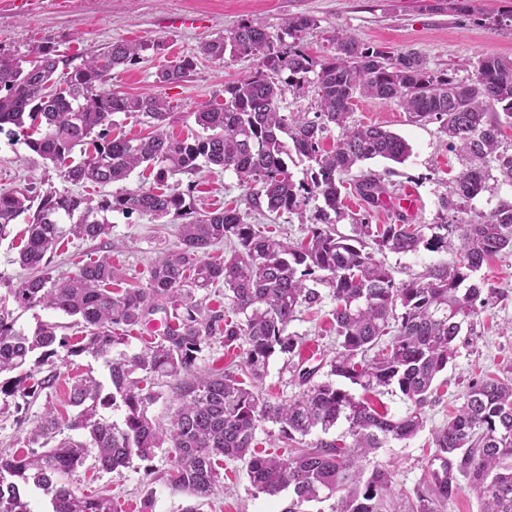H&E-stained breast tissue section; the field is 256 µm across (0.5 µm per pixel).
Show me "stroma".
I'll use <instances>...</instances> for the list:
<instances>
[{
    "instance_id": "1",
    "label": "stroma",
    "mask_w": 512,
    "mask_h": 512,
    "mask_svg": "<svg viewBox=\"0 0 512 512\" xmlns=\"http://www.w3.org/2000/svg\"><path fill=\"white\" fill-rule=\"evenodd\" d=\"M511 10L512 0H472L469 10L462 12L456 11L455 0H0V55L26 60L33 47L53 45L77 65L113 41L149 45L163 42V50L149 49L139 63L114 71L107 87L120 94L162 97L172 110L169 133L183 138L201 133L192 117L199 104L222 98L225 84L254 71L257 61L251 57L228 56L219 61L199 54L202 43L242 21L274 33L288 17L305 15L316 21L302 35V43L312 56L330 54L327 38L341 30L368 46L394 53L414 50L430 68L467 79L474 76L481 57L512 58V29L494 21L495 15ZM184 56L197 59L189 79L176 84L159 82L158 70ZM351 118L358 124L384 127L410 146V155L403 163L369 160L352 170L351 179H358L365 171L375 172L381 176L388 196L410 192L413 206L403 213L395 207L372 209L351 190L345 199L346 217L337 221V231L350 234L352 218L362 215L373 224L396 223L401 213L411 224L442 223L445 214L439 197L458 175L460 165L438 125L411 122L396 103L368 98L354 101ZM191 182L196 185L193 200L199 210L234 206L247 213L249 223L260 230H272L293 240L305 235L297 214L251 210L247 192L233 172L214 167L192 177L161 181L156 170L138 169L126 181L112 185L75 184L62 178L59 166L29 150L16 128L0 130L2 190L28 186L36 194L57 190L97 200L108 194L163 185L184 187ZM110 221V233L104 239H64L51 256L54 276L72 275L80 262L107 254L120 274L119 288L146 287L152 263L177 243L175 224L167 218L119 212L112 213ZM26 224V217H19L10 236L0 240V297L31 275L17 261L26 241ZM376 258L401 283L430 266L449 261L450 256L425 250L414 255L384 251ZM477 276L496 288L498 296L476 318L473 334H461L457 353L438 377L439 389L425 408V429L411 439L391 442L371 457L373 463L392 471L398 506H406L413 498L434 451L432 432L447 423L449 415L461 406L469 382L479 377L512 381V253L489 259ZM334 306V301L324 299L318 310L302 311L289 324V333L300 337L304 353L271 358L259 386L265 397L293 399L302 390L299 367L313 369L330 358L336 347L331 329ZM54 365L60 374L55 388L35 398L0 395V452L22 447L45 403L64 400L72 376L89 372L100 381L109 379L101 360L88 354L58 357ZM167 468L168 455L163 448L152 460H136L115 472L99 470L90 458L74 484L85 494L110 496L118 512H182L187 499L168 486ZM289 498L286 492L275 498L255 493L245 464L228 460L216 493L202 504L200 512H282Z\"/></svg>"
}]
</instances>
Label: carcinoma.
<instances>
[{
	"label": "carcinoma",
	"instance_id": "cac0c4a2",
	"mask_svg": "<svg viewBox=\"0 0 512 512\" xmlns=\"http://www.w3.org/2000/svg\"><path fill=\"white\" fill-rule=\"evenodd\" d=\"M315 25L292 16L280 32L243 22L205 42L200 53L257 60L249 75L224 85L220 103L206 102L192 113L205 135L178 139L167 131L170 106L153 95H126L106 89L112 72L134 65L142 52L160 43L115 41L79 66L41 45L33 51L38 66L0 57V131L16 127L29 149L54 164L77 147L92 146L87 158L61 171L64 180L107 185L126 180L137 168L155 164L160 174L196 175L217 166L233 172L249 194L250 206L303 215L310 199H322L298 242L263 236L235 208L200 214L183 191L152 189L125 192L94 201L68 193H49L39 203L27 187L0 190V240L24 213L28 238L19 263L35 275L9 295L23 308L40 307L77 318L86 335L73 341L58 334L60 325L41 323L34 333L15 328L0 298V393L31 397L50 389L58 378L53 358L89 353L103 360L112 391L92 376L72 378L65 417L45 404L27 437L25 449L0 454V512H31L27 492L35 488L50 499L52 512H115L112 501L76 491L73 477L89 454L99 469L118 471L133 459L150 461L159 448L171 449L167 481L198 512L194 502L213 495L224 460H240L254 490L277 497L290 490L288 507L300 512L309 502L332 497V512H393V480L388 469L369 456L391 440H404L425 428V407L439 375L457 352L461 329L472 326L493 298L473 279L491 257L512 252V202L488 214L442 224L352 225V235L336 231L343 217L344 175L366 160L402 163L410 154L402 137L376 125L351 121L353 101L365 97L397 103L415 123H437L448 136L462 170L441 209L469 213L470 202L499 184L512 186V148L503 146V127L512 124V59L479 58L469 80L432 73L425 58L408 50L393 55L361 44L342 31L332 36L335 54L316 58L301 43ZM196 66L186 56L157 74L166 84L186 80ZM313 77H308V74ZM313 87L316 112L283 111L286 90ZM136 113L153 131L143 137H112V115ZM339 129L336 145L321 147L330 127ZM295 153L312 163L307 182H297L285 157ZM369 205L383 202L387 190L371 171L354 183ZM118 211L177 223L178 244L152 265L146 288H110L117 270L102 256L72 276L56 279L47 254L70 235L94 241L109 233L106 213ZM231 242L224 260L208 259V249ZM415 254L424 249L447 253L451 261L433 265L418 277L397 283L374 253ZM224 285L236 320L208 309L200 290ZM335 302L337 346L326 362L327 379L313 381L314 370L299 374L303 391L288 401H271L257 389L276 354H292L298 340L288 325L300 308H313L325 297ZM171 310L162 333L143 340L140 351L112 358L118 345L157 310ZM218 339L227 347L245 344L240 368L245 383L222 367L199 364L206 345ZM48 366V374L28 384L29 363ZM157 378L171 380L175 406L168 426L148 416L159 396ZM366 393L396 387L410 402L394 418L367 398H357L337 380ZM124 408L123 424L103 414ZM348 424L350 441L322 438L286 457L252 451L264 422L279 425L287 440L315 432L326 435L339 421ZM77 436L61 435V426ZM434 452L408 512H447L458 493L457 476L468 480L483 512H512V383L476 379L465 402L448 423L432 433ZM42 451L33 449V446Z\"/></svg>",
	"mask_w": 512,
	"mask_h": 512
}]
</instances>
